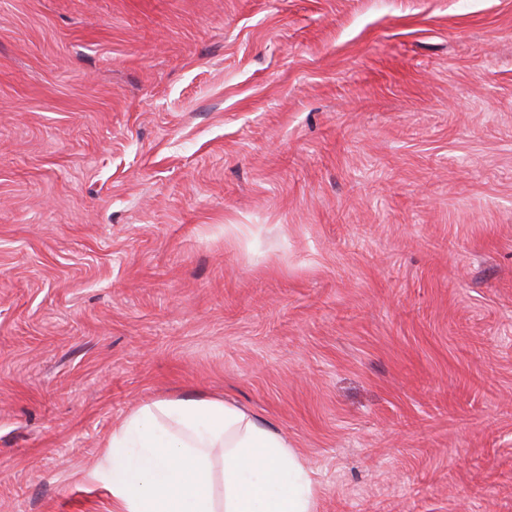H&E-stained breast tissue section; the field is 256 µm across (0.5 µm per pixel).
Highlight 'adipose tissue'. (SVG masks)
Wrapping results in <instances>:
<instances>
[{
	"label": "adipose tissue",
	"instance_id": "ef3b65f1",
	"mask_svg": "<svg viewBox=\"0 0 512 512\" xmlns=\"http://www.w3.org/2000/svg\"><path fill=\"white\" fill-rule=\"evenodd\" d=\"M92 481L117 512H316L293 448L218 399H160L114 429Z\"/></svg>",
	"mask_w": 512,
	"mask_h": 512
}]
</instances>
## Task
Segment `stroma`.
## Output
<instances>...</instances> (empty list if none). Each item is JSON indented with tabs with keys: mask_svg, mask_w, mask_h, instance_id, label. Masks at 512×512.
<instances>
[{
	"mask_svg": "<svg viewBox=\"0 0 512 512\" xmlns=\"http://www.w3.org/2000/svg\"><path fill=\"white\" fill-rule=\"evenodd\" d=\"M191 395L317 512H512V0H0V512Z\"/></svg>",
	"mask_w": 512,
	"mask_h": 512,
	"instance_id": "35a3bbf8",
	"label": "stroma"
}]
</instances>
